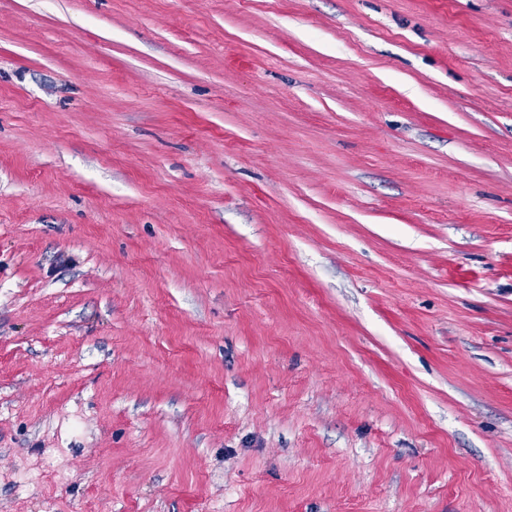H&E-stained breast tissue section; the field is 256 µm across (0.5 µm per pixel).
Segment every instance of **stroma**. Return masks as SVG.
<instances>
[{"label": "stroma", "mask_w": 512, "mask_h": 512, "mask_svg": "<svg viewBox=\"0 0 512 512\" xmlns=\"http://www.w3.org/2000/svg\"><path fill=\"white\" fill-rule=\"evenodd\" d=\"M0 512H512V0H0Z\"/></svg>", "instance_id": "obj_1"}]
</instances>
